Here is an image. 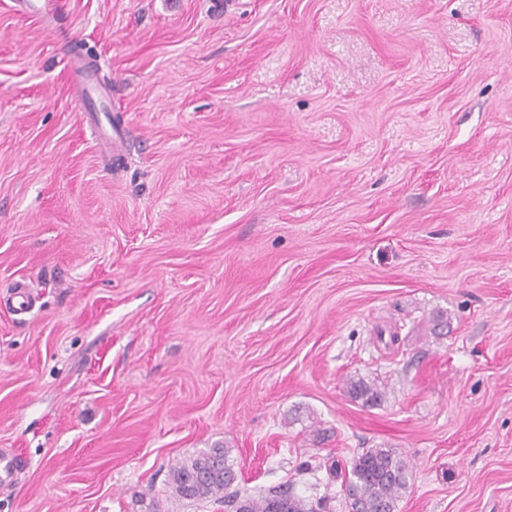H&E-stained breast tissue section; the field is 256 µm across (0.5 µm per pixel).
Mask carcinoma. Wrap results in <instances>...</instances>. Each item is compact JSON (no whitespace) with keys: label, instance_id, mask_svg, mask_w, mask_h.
<instances>
[{"label":"carcinoma","instance_id":"1","mask_svg":"<svg viewBox=\"0 0 512 512\" xmlns=\"http://www.w3.org/2000/svg\"><path fill=\"white\" fill-rule=\"evenodd\" d=\"M348 393L365 405L381 401L382 393L362 379L348 382ZM330 472L341 479L349 498L347 512H396L397 501L408 488L409 467L391 448H365L343 468L334 464ZM234 467L222 446L209 448L186 458L173 469L172 486L185 498L212 499L224 505V512H320L326 500L313 505L293 493L289 483L254 497L230 490L235 482Z\"/></svg>","mask_w":512,"mask_h":512}]
</instances>
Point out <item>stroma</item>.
Returning a JSON list of instances; mask_svg holds the SVG:
<instances>
[{
    "label": "stroma",
    "mask_w": 512,
    "mask_h": 512,
    "mask_svg": "<svg viewBox=\"0 0 512 512\" xmlns=\"http://www.w3.org/2000/svg\"><path fill=\"white\" fill-rule=\"evenodd\" d=\"M213 2L0 0V512H512V0ZM347 387L350 396L355 400H362L365 405H375L381 401L380 389L374 384L366 383L363 379L350 380ZM233 464L223 446H214L186 458L173 469L172 486L185 498L213 499L224 505L225 512H318L326 508L325 498L314 506L296 496L290 483L274 487L254 497L238 490L228 492L235 482ZM321 500V501H320ZM339 462L329 469L346 486L347 512H396L397 501L408 488L409 467L391 448H365L344 466Z\"/></svg>",
    "instance_id": "35a3bbf8"
}]
</instances>
